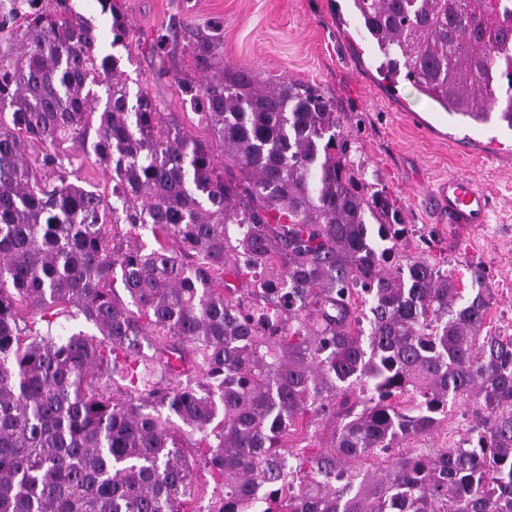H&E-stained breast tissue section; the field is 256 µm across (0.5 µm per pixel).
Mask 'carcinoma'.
<instances>
[{"label":"carcinoma","mask_w":512,"mask_h":512,"mask_svg":"<svg viewBox=\"0 0 512 512\" xmlns=\"http://www.w3.org/2000/svg\"><path fill=\"white\" fill-rule=\"evenodd\" d=\"M351 2L383 80L512 131V102L488 105L512 96V0ZM97 3L129 48L119 0ZM97 43L70 0H0V512H186L193 467L159 405L200 434L218 512H512V335L486 328V268L466 296L404 255L397 199L318 87L226 65L198 35L209 77L180 84L198 139ZM89 161L109 193L81 185ZM147 229L156 245H131ZM23 303L102 339L30 337ZM150 329L176 342L149 355ZM97 371L135 397L94 392ZM461 400L460 444L404 447ZM307 416L336 433L300 458ZM52 330L54 334L60 335H70L73 332L82 330L88 335H96L93 336L96 337V339L102 338L96 326L86 322L82 317L76 319H66L65 317H60L53 323Z\"/></svg>","instance_id":"obj_1"}]
</instances>
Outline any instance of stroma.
<instances>
[{
    "label": "stroma",
    "mask_w": 512,
    "mask_h": 512,
    "mask_svg": "<svg viewBox=\"0 0 512 512\" xmlns=\"http://www.w3.org/2000/svg\"><path fill=\"white\" fill-rule=\"evenodd\" d=\"M133 36L131 79L164 111L180 116L193 136L206 137L181 93V82L198 83L191 62L193 33L220 25L225 64L258 71L270 81L298 80L330 96L352 144L351 158L370 182L397 197L410 246L437 259L466 280L470 266L484 265L490 293L488 318L512 334V132L496 122L468 125L409 83L389 87L376 71L375 53L348 0H120ZM176 38L174 55L159 58L157 35ZM464 175L492 198L489 224L470 227L437 221L427 189ZM194 480L186 512H214L224 481L199 464L197 437L179 428Z\"/></svg>",
    "instance_id": "stroma-1"
}]
</instances>
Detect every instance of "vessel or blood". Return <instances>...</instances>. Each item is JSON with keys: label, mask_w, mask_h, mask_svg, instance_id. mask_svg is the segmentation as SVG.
Listing matches in <instances>:
<instances>
[{"label": "vessel or blood", "mask_w": 512, "mask_h": 512, "mask_svg": "<svg viewBox=\"0 0 512 512\" xmlns=\"http://www.w3.org/2000/svg\"><path fill=\"white\" fill-rule=\"evenodd\" d=\"M432 194L446 222L471 226L487 223L492 210L489 196L471 180L451 176L438 182Z\"/></svg>", "instance_id": "1"}]
</instances>
